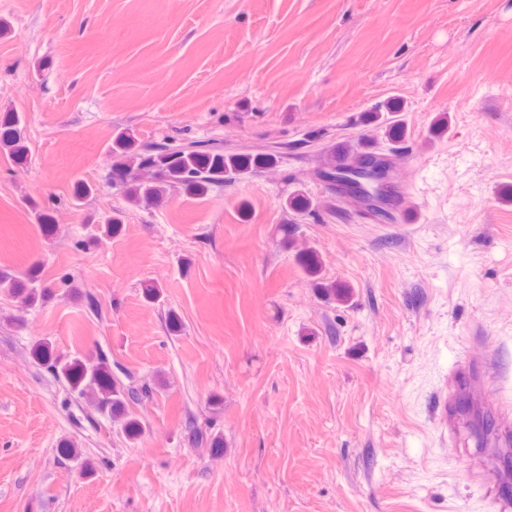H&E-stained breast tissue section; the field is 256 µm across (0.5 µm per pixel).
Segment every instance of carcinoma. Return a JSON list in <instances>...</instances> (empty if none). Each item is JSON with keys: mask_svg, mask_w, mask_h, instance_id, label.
<instances>
[{"mask_svg": "<svg viewBox=\"0 0 512 512\" xmlns=\"http://www.w3.org/2000/svg\"><path fill=\"white\" fill-rule=\"evenodd\" d=\"M368 120L384 128L389 142H398L405 136L397 107L378 106L369 113ZM0 148L15 161L27 156L20 118L13 112L0 115ZM112 157V181L125 187L129 201L147 208L159 205L169 189L204 195L275 159L270 153L255 156L226 153L218 144L201 141L178 145L142 142L126 131L115 135ZM381 163L382 159L365 145L341 144L332 150L330 161L319 176L349 196L365 197L368 178L376 176ZM0 293L27 307L46 296L49 287L43 284L40 267L35 263L19 276L0 272ZM32 355L39 364L61 374L78 394L90 395L98 405L110 408L112 414L122 419V430L128 440L136 441L142 436L143 423L128 411L129 403L139 400V396L112 375L104 354L94 360L73 357L63 362L54 356L50 343L37 341Z\"/></svg>", "mask_w": 512, "mask_h": 512, "instance_id": "carcinoma-1", "label": "carcinoma"}]
</instances>
